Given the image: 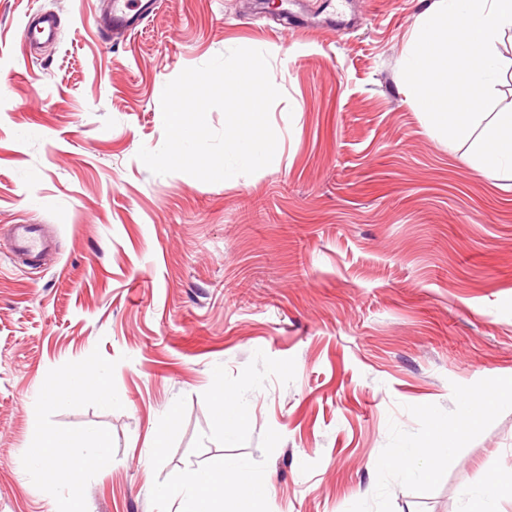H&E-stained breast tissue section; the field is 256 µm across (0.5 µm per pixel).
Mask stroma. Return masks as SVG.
<instances>
[{"label": "stroma", "mask_w": 512, "mask_h": 512, "mask_svg": "<svg viewBox=\"0 0 512 512\" xmlns=\"http://www.w3.org/2000/svg\"><path fill=\"white\" fill-rule=\"evenodd\" d=\"M432 2L351 0L340 30L329 0H155L116 37L99 0H0V512H176L156 487L194 472L223 498L217 456L266 471L250 512H462L486 480L512 512V189L405 91ZM36 11L59 27L32 60ZM240 47L283 93L272 163L151 173L165 85ZM15 224L52 228L39 267ZM46 425L61 466L82 435L111 466L37 479ZM405 444L451 455L425 482L374 472Z\"/></svg>", "instance_id": "obj_1"}]
</instances>
